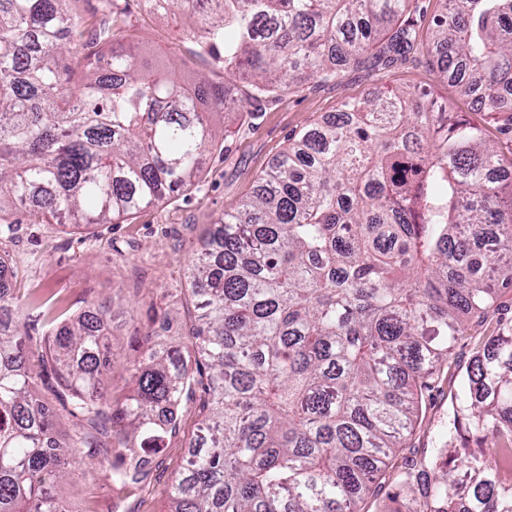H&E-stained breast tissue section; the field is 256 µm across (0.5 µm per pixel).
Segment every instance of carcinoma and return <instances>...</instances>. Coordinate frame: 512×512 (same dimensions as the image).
<instances>
[{
	"mask_svg": "<svg viewBox=\"0 0 512 512\" xmlns=\"http://www.w3.org/2000/svg\"><path fill=\"white\" fill-rule=\"evenodd\" d=\"M68 2L0 0V223L10 207L80 229L163 203L195 184L214 117L420 50L411 0H144L180 11L198 54L224 66L221 86L187 84L92 50ZM444 2L427 48L440 79L512 122V0ZM130 28L112 11L99 39ZM187 277L190 343L146 330L123 400L104 385L111 306L36 341L15 316L30 302L0 287V512H68L54 482L85 464L140 483L204 368L171 512H360L468 315L512 288V169L434 98L368 94L288 144L199 240ZM467 378L440 448L401 476L420 512H512L499 458L512 451V333ZM39 380L75 419L63 441ZM472 432L487 453L469 452ZM450 452L462 470L444 469Z\"/></svg>",
	"mask_w": 512,
	"mask_h": 512,
	"instance_id": "cac0c4a2",
	"label": "carcinoma"
}]
</instances>
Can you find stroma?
<instances>
[{
  "mask_svg": "<svg viewBox=\"0 0 512 512\" xmlns=\"http://www.w3.org/2000/svg\"><path fill=\"white\" fill-rule=\"evenodd\" d=\"M112 8L127 15L133 36L123 46L139 62L172 63L185 81L201 75L210 83L223 84V68L198 55L179 16L147 12L143 0H112ZM404 85L431 90L453 118L482 128L503 161L512 162V129L504 116L484 112L473 99L461 96L455 85L439 83L437 66L425 52L390 68L372 64L351 68L339 82H310L296 93L267 102L255 118H216L212 132L217 148L206 156L198 182L162 205L145 208L119 224H94L78 232L20 217L10 233L0 235V251L7 254L16 273L12 287L49 300L54 310L73 314L111 302L112 318L105 334L114 357L105 381L114 396L128 395L133 387L131 361L144 329L152 328L163 339L180 336L194 319L184 273L198 239L210 225L252 194L291 137L366 93H386ZM511 319L512 290L504 289L495 307L470 320L438 379L423 392L422 414L405 447L389 458L377 495L365 503L367 512H416L408 497L396 495L397 477L419 466L436 447L438 432L448 426L451 397L461 390L467 367L483 353L489 337ZM202 399L197 385L184 395L179 426L169 434L162 455L148 464L140 485L121 488L92 472L59 482L56 495L68 512H113L116 502L123 512H169L171 481L188 453Z\"/></svg>",
  "mask_w": 512,
  "mask_h": 512,
  "instance_id": "obj_1",
  "label": "stroma"
}]
</instances>
